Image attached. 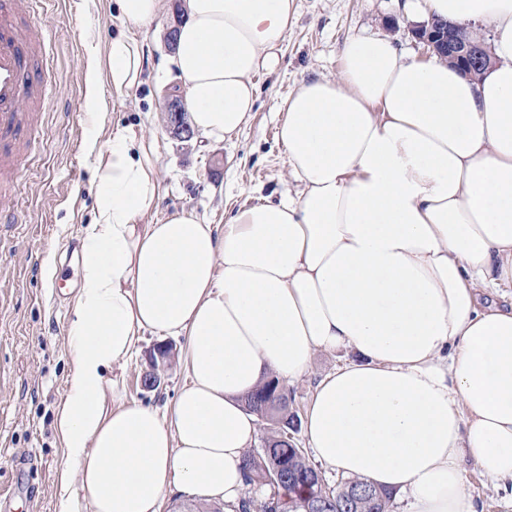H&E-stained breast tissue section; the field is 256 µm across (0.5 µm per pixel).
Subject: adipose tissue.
Instances as JSON below:
<instances>
[{
  "instance_id": "obj_1",
  "label": "adipose tissue",
  "mask_w": 512,
  "mask_h": 512,
  "mask_svg": "<svg viewBox=\"0 0 512 512\" xmlns=\"http://www.w3.org/2000/svg\"><path fill=\"white\" fill-rule=\"evenodd\" d=\"M125 32L92 84L140 83L136 33L169 0H117ZM170 63L193 127L237 134L275 71L295 0H184ZM407 18L490 26L472 79L418 61L385 35L352 37L336 77L302 80L278 106L297 196L207 224L144 218L162 185L155 146L120 131L95 158L96 213L81 232L70 370L54 430L68 465L55 512H161L167 492L241 512L245 397L292 382L317 352L346 361L302 421L325 468L392 493L402 512H476L466 461L512 498V0H407ZM184 338L170 407L125 400L112 380L145 333Z\"/></svg>"
}]
</instances>
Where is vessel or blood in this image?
<instances>
[{"label": "vessel or blood", "instance_id": "vessel-or-blood-1", "mask_svg": "<svg viewBox=\"0 0 512 512\" xmlns=\"http://www.w3.org/2000/svg\"><path fill=\"white\" fill-rule=\"evenodd\" d=\"M49 44L46 27L30 20L24 0H0V199L26 169L35 110L51 94L41 77Z\"/></svg>", "mask_w": 512, "mask_h": 512}]
</instances>
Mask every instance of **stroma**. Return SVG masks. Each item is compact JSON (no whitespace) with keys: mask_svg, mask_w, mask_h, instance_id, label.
I'll return each mask as SVG.
<instances>
[{"mask_svg":"<svg viewBox=\"0 0 512 512\" xmlns=\"http://www.w3.org/2000/svg\"><path fill=\"white\" fill-rule=\"evenodd\" d=\"M182 0L137 36L144 45L141 83L127 94L104 85L90 92L98 50L123 29L115 0H34L53 50L43 79L55 88L42 113L34 158L12 196L21 221L0 226V491L14 488L15 460L35 459L17 495L16 512H54V480L67 459L53 433L54 407L69 369L65 337L73 295L81 282L76 246L95 208V155L87 121L90 97L101 107V139L125 130L134 140L154 142L156 174L166 188L149 224L191 210L206 223L221 224L234 211L296 193L285 150L276 133L278 105L302 79L335 77L343 42L353 36L389 33L397 45L423 58L413 25L398 0H296L294 23L271 74L255 78L258 99L249 123L233 137L191 144L175 139L165 115V97L181 81L165 66L169 27ZM162 337L142 336L131 362L112 370L127 398L165 408L184 381L176 364L161 369L160 384L144 390L140 378L149 353ZM466 486L477 512H512L502 490L486 483L475 463L466 466Z\"/></svg>","mask_w":512,"mask_h":512,"instance_id":"obj_1","label":"stroma"}]
</instances>
